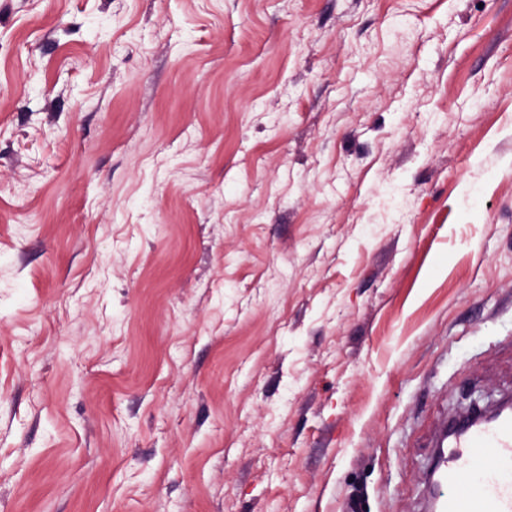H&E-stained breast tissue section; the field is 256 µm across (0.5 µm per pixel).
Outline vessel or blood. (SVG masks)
Returning <instances> with one entry per match:
<instances>
[{
  "label": "vessel or blood",
  "instance_id": "vessel-or-blood-1",
  "mask_svg": "<svg viewBox=\"0 0 512 512\" xmlns=\"http://www.w3.org/2000/svg\"><path fill=\"white\" fill-rule=\"evenodd\" d=\"M452 448L432 468L428 512H512V409L452 422Z\"/></svg>",
  "mask_w": 512,
  "mask_h": 512
}]
</instances>
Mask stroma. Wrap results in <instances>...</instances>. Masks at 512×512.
I'll use <instances>...</instances> for the list:
<instances>
[{
  "label": "stroma",
  "mask_w": 512,
  "mask_h": 512,
  "mask_svg": "<svg viewBox=\"0 0 512 512\" xmlns=\"http://www.w3.org/2000/svg\"><path fill=\"white\" fill-rule=\"evenodd\" d=\"M512 399V0H0V512H425Z\"/></svg>",
  "instance_id": "obj_1"
}]
</instances>
